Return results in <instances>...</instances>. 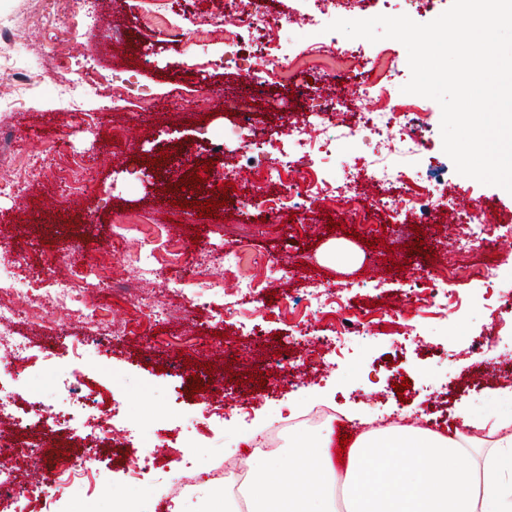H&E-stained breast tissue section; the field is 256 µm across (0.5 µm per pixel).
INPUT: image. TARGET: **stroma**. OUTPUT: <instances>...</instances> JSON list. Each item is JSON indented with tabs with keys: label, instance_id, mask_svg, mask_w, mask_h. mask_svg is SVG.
Returning <instances> with one entry per match:
<instances>
[{
	"label": "stroma",
	"instance_id": "stroma-1",
	"mask_svg": "<svg viewBox=\"0 0 512 512\" xmlns=\"http://www.w3.org/2000/svg\"><path fill=\"white\" fill-rule=\"evenodd\" d=\"M90 8L97 13L92 25L84 22ZM223 16L224 0H166L152 14L142 0H0V31L24 42L40 61L30 72L8 47L0 48L12 99L0 108V225L12 227L11 239L0 245V264L14 266L30 291L16 304V334L28 344L24 365L32 374L24 397L44 394L41 373L69 374L99 386L115 423L134 437L153 436L173 457L187 444L195 446L191 466L181 470L186 494H164L150 472L131 488L121 448L107 470L104 494L86 495L79 482L53 485L67 512H120L133 493L140 512H214L211 496L223 494L224 486L203 483L200 471L223 468L225 440H241L286 406L339 407L345 418L334 427L349 435L352 417L382 405L411 417L446 404L451 424L462 426L473 406L472 389L489 368L494 377L488 390L512 391V314L471 302L468 280L449 285L446 307L406 312L397 324L380 314V303L401 300L410 284L427 281L452 260L459 226L433 222L400 230L378 210L357 224L330 212L320 187L306 210L271 213L250 200L274 197L277 187L249 183L245 170L241 189L226 191L227 203L216 216L200 217L190 207L195 196L177 188L183 175L206 173L195 198L217 199L225 164L242 162L248 143L284 133L282 114L306 109L286 87L262 92L250 77L224 70ZM145 54L152 60L147 68L141 63ZM356 67V60L338 55L293 61L288 71L316 88L334 73L335 89L350 100L352 123L368 106L349 80ZM76 75L94 92L72 106L58 100L55 89ZM145 96L153 98V108H142ZM248 111L254 115L249 133L214 151L213 136L235 128L238 114ZM35 157L42 163L34 168L29 161ZM209 159L214 166L207 172L203 163ZM428 177L447 182L458 202L481 207L492 225L486 250L512 258V233L504 230L512 225L511 193L458 174L443 152ZM117 212H149L163 221L151 275L129 260L136 251L134 234L113 236ZM418 238L434 247V256L409 253ZM223 240L239 252L240 274L258 284L248 300L239 299L234 279L225 278L211 250ZM70 242L79 246L76 255L64 249ZM337 243L351 244L362 257L357 286L341 279L344 267L328 253ZM271 259L289 270L273 284L263 279ZM75 261L89 283L79 304L57 306L48 326L35 323L27 311L50 287L47 269L65 270ZM209 280L223 281V291L187 310L185 300ZM127 287L136 290L137 301L125 297ZM317 288L356 304L372 324L357 348L337 356L321 357L317 346L302 342L295 356L304 364L306 384L297 392L288 383L271 382L264 359L280 340L322 328L308 306ZM243 321L253 326V335L240 334ZM101 323L122 326L126 339L106 353L76 357V345ZM475 343L483 344L482 356L470 353ZM184 356L190 360L187 375L167 377L164 366ZM216 361L232 365L224 390L212 395L209 418L185 429L200 404L189 388L195 382L212 385L205 366ZM246 371L261 373L264 386L237 382L236 373ZM404 379L409 389L396 393L395 383Z\"/></svg>",
	"mask_w": 512,
	"mask_h": 512
}]
</instances>
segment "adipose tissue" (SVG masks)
I'll return each mask as SVG.
<instances>
[{
    "label": "adipose tissue",
    "instance_id": "1",
    "mask_svg": "<svg viewBox=\"0 0 512 512\" xmlns=\"http://www.w3.org/2000/svg\"><path fill=\"white\" fill-rule=\"evenodd\" d=\"M494 445L481 465L468 466L465 435L410 426L372 430L353 441L345 462L321 457L305 467L308 449L288 465L247 459L254 512H333L315 488L340 482L346 512H512V425L474 422Z\"/></svg>",
    "mask_w": 512,
    "mask_h": 512
}]
</instances>
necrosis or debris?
<instances>
[{"instance_id":"necrosis-or-debris-1","label":"necrosis or debris","mask_w":512,"mask_h":512,"mask_svg":"<svg viewBox=\"0 0 512 512\" xmlns=\"http://www.w3.org/2000/svg\"><path fill=\"white\" fill-rule=\"evenodd\" d=\"M446 0H298L303 8L305 34L294 36L276 29L272 17L260 9L244 10L240 0H224L225 14L233 23L224 29V68L255 75L264 84L288 81L287 60L298 55L320 57L340 53L360 61L355 76L366 99L373 103L362 113L359 124L382 142L374 154L353 153L354 131L345 124L343 101L327 102L302 113L299 121L288 127L287 139H271L252 150L248 157L254 182L279 186L278 205L299 209L306 202L313 182L332 185L329 200L338 211L366 216L370 209L388 212L399 224H422L448 213L465 227L456 249L466 262L468 279L481 290L495 289L497 308L512 311V275L501 271L497 260L488 259L483 248L491 227L482 209L458 208L447 185L433 186L424 171L435 157L434 143L417 137L421 128L433 125V114L423 98L402 100L400 90L410 79L408 65L393 59L382 74L366 68L362 46L325 40L324 27L337 19H359L369 5H377L379 14L397 16L408 7L418 16L432 20L442 12ZM265 35L259 53L261 70H254L249 58L241 56L242 44ZM313 129L329 130L321 141L311 139ZM276 153V162L265 165L262 157ZM310 304L315 312L328 317L327 328L316 330L314 340L323 351L335 354L350 349L362 333L363 316L330 299L322 292L313 293ZM78 382L67 375L51 378L48 393L41 400L18 407L17 393H6L0 386V419L10 427L26 431L41 428L44 436L60 434L80 441L85 453L70 472L87 473L102 463L101 449L118 445L120 431L112 420V409L92 395H78ZM336 408L322 405L305 410L282 412L272 424L253 436L250 452L266 458L278 451L279 434L290 427H315L336 417ZM0 512H54V503L38 488L20 480L14 455L0 454Z\"/></svg>"}]
</instances>
